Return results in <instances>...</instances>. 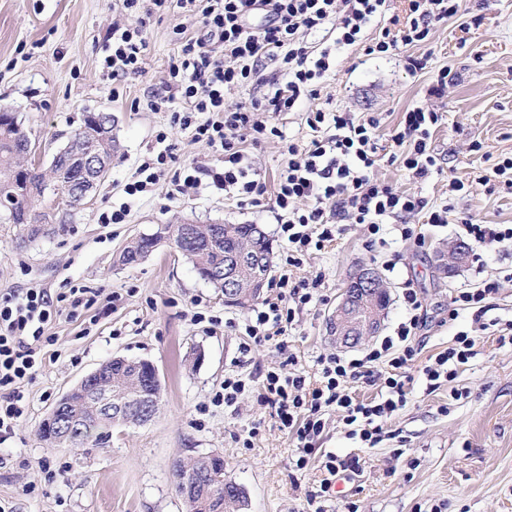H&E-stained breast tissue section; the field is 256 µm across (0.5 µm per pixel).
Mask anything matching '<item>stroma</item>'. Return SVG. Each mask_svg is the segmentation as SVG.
Returning a JSON list of instances; mask_svg holds the SVG:
<instances>
[{"label":"stroma","instance_id":"1","mask_svg":"<svg viewBox=\"0 0 512 512\" xmlns=\"http://www.w3.org/2000/svg\"><path fill=\"white\" fill-rule=\"evenodd\" d=\"M468 7L467 14L436 26L422 73L408 75L395 60L374 59L350 46L337 54L317 95L303 97L278 120L284 139L306 144L314 137L305 123L309 111L375 116L377 176L396 190L418 194L429 207L451 204L447 223L430 225L427 210L412 217L425 237L421 247L394 232L372 247L352 226L303 266L288 268L268 209L226 197L211 178L224 168L220 156L190 132L171 127L169 113L150 107L155 95H171L168 67L182 49L175 31H194L195 20L174 6L154 13L145 30L141 72L115 82L102 71L115 0H0V107L17 113L41 168L49 167L87 113H111L119 142L107 178L82 204L64 207L57 196L45 194L41 208L63 215L62 230L24 243L19 227L0 212V291L38 285L55 295L77 285L121 297L116 306L99 302L76 319L61 317L46 327L58 356L45 359L26 386L23 419L0 444L7 461L0 468V499L11 501L16 512H185L173 464L215 451L224 456L225 480L244 489L246 512H308L306 497L325 478L323 455L330 451L344 463L359 459L360 468L342 471L326 512H345L350 502L357 512H512V345L498 341L512 323V246L472 245L459 263L448 262L450 247L461 240V217L512 224V191L481 180L499 157L512 155V0H470ZM445 69L452 80L443 97L428 96ZM415 107L442 114L431 130L441 170L422 182L389 160L396 150L394 130L403 112ZM162 131L168 138L161 145L156 136ZM164 145L173 160L155 190L127 196L125 185ZM197 165L208 176L199 189L180 192L187 168ZM455 178L468 184L467 195L451 196ZM122 205L128 210L124 223L101 222V214ZM184 222L261 225L273 244L271 279L324 273L326 300L300 314L286 351L269 342L240 357L246 309L226 305L173 247L161 246L133 266L118 264L139 236ZM363 266L376 269L390 290L381 335L393 334L406 320L405 288L424 300L427 325L410 370V402L390 421L396 438L373 448L347 439L340 412L330 411L316 451L298 471L292 465L295 440L257 401L260 383L290 356L308 383L319 382L318 358L336 351L327 318L348 276ZM494 279L502 287L483 324L465 311L448 321L451 292ZM461 331L475 336L476 356L452 385L427 391L420 366ZM197 349L204 356L196 362ZM114 356L157 365L162 390L155 419L113 428L104 448L48 447L39 427L50 407ZM231 374L249 380L250 387L227 407L215 395ZM454 388L465 391V398L452 400Z\"/></svg>","mask_w":512,"mask_h":512}]
</instances>
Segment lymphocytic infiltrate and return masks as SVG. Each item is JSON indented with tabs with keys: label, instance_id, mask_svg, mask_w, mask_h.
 Masks as SVG:
<instances>
[{
	"label": "lymphocytic infiltrate",
	"instance_id": "obj_1",
	"mask_svg": "<svg viewBox=\"0 0 512 512\" xmlns=\"http://www.w3.org/2000/svg\"><path fill=\"white\" fill-rule=\"evenodd\" d=\"M175 1L184 13L200 18L202 28L185 37L181 55L169 66L180 105L164 96L155 98L152 106L170 107L173 125L191 131L194 140L206 142L219 154L224 169L213 179L223 185L226 196L244 205L268 206L287 250V265L300 267L306 255L324 249L351 224L362 225L369 243L376 244L383 242L384 226L393 220L401 240L422 243L421 234L405 219L425 209V201L374 175L379 126L375 117L349 111L308 113L305 122L317 137L307 145L286 143L288 161L271 191L259 177L248 148L281 137L276 117L293 111L302 96L316 95L331 68L333 49L360 45L375 58L399 57L408 74L425 69L428 56L408 54V47L424 44L436 25L462 15L464 0H407L406 15L395 29L380 22L388 0ZM258 15L263 25L250 26V19ZM374 25L379 28L377 36L367 38ZM325 29L332 33V43L309 46L306 34ZM146 49L142 25L113 23L103 72L115 80L138 74ZM267 60L278 63L284 80H268L262 96L225 107V89L258 82ZM441 118L439 112L416 107L404 112L394 131L392 140L399 149L395 159L415 180L428 179L437 168L430 138ZM323 284L319 271L296 282L280 275L276 298L263 299L248 312L240 354L248 355L253 347L287 335L307 305L323 301ZM499 290V281L489 280L477 288L454 291L448 302L449 320H456L463 310L481 320ZM101 298L75 287L55 296L42 288L0 294V444L13 437L25 410L24 386L42 363V349L54 342L45 335V326L61 314L77 318ZM102 299L111 305L116 297L109 294ZM403 299L409 317L395 335L383 337L359 355L321 357L318 386H309L297 372L266 373L258 401L302 448L296 469L305 468L304 454L322 435L324 417L332 409L341 411L348 438L364 447L395 438L388 422L408 404L407 370L416 360L415 339L424 325L417 291L404 289ZM475 346L473 337L460 333L448 348L431 356L422 368L427 390L454 381L474 357ZM359 382L376 387V395L359 399L352 390Z\"/></svg>",
	"mask_w": 512,
	"mask_h": 512
}]
</instances>
